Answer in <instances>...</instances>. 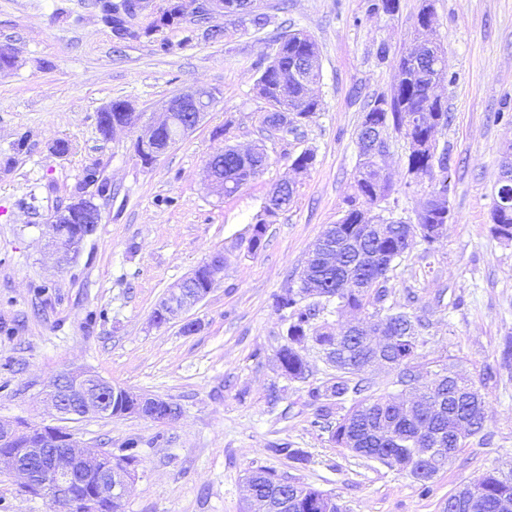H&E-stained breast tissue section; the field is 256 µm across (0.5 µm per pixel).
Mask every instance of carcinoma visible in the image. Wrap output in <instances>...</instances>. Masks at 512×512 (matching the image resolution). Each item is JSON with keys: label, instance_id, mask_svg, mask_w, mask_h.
<instances>
[{"label": "carcinoma", "instance_id": "cac0c4a2", "mask_svg": "<svg viewBox=\"0 0 512 512\" xmlns=\"http://www.w3.org/2000/svg\"><path fill=\"white\" fill-rule=\"evenodd\" d=\"M224 16L244 22L236 17L242 12V0H224ZM248 24L262 29L269 23L268 16L254 14ZM423 49L428 59L422 70L414 69L411 55L406 54L396 62V83L390 95H380L368 104L366 113L379 133L393 129L403 134L407 145V171L421 172L428 182L436 181V171L448 170V148L437 150L435 138L422 128L420 114L429 102L428 91L442 81L448 71V60L441 50L426 44ZM319 59L315 41L301 32H287L278 41L276 52L256 79L259 98L267 104L263 121H270L293 130L312 117L318 102L305 98L304 84L294 80L293 65L296 60ZM214 174L224 181V196L237 193L258 176L268 163L265 149L255 146L245 158L235 157L234 147L226 145L210 156ZM355 194L347 197V210L339 222L327 228L314 244L311 254L319 256L327 245L334 246L336 262L327 265L316 261L305 266L301 288L288 290V295L275 299V308L288 309L287 343L279 351L282 376L291 382H304L311 376L307 360L302 355L305 343L313 342L325 360L336 370L330 380L308 390L309 404L315 407L314 423L329 432L330 441L340 448L355 447L353 453L395 469L404 470L415 453L426 456L431 448L418 445L420 430L441 433L446 438L458 437L453 445L456 452L466 446V440L477 434L471 431L457 436V421L467 413L464 395L468 381L449 367L423 374L415 369L416 343L421 340L429 323L419 316L386 307L389 294L388 272L395 263L410 251L417 240L427 244L438 241L444 234L450 218L418 210V223L407 224L400 219L374 215V208L388 210L385 206L390 195V182L374 162L364 153L354 176ZM493 231L499 237L512 241V210L494 215ZM266 222L261 219L250 228L247 249L256 252L263 247ZM335 312L361 313L372 306L386 310L382 319L388 331L402 337L387 359L400 358L407 368L396 373L394 384L401 387L394 395L375 393L376 382L366 375L368 361L375 354L369 342L346 335L339 329L331 330L321 321V313L329 305ZM424 381L423 391L430 397H444L446 407L438 416L422 415L411 418L406 409L412 393L408 385L416 378ZM351 400V405L341 415L336 407ZM269 451L295 463L304 461L297 448L287 442L275 443ZM248 480L258 483L260 491L273 499L279 494L280 477L275 472L257 468ZM472 485L482 501V512H497L501 499H512V470L493 469L484 473ZM293 491L302 498L301 512H321V491L299 481Z\"/></svg>", "mask_w": 512, "mask_h": 512}]
</instances>
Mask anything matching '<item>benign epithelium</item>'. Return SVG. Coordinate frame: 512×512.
<instances>
[{
	"label": "benign epithelium",
	"mask_w": 512,
	"mask_h": 512,
	"mask_svg": "<svg viewBox=\"0 0 512 512\" xmlns=\"http://www.w3.org/2000/svg\"><path fill=\"white\" fill-rule=\"evenodd\" d=\"M148 0H118L120 11L136 19L147 8ZM184 14L195 11L204 14L224 12V0H183ZM215 99L211 90L196 88L172 96L155 113L151 121L136 138V145L143 151V163L153 164L157 158L173 145V141L182 139L193 131L202 121ZM128 120L118 124H107L105 118L112 107L101 112L100 128L106 135L118 130L137 127L138 122L131 106H125ZM177 125V135L163 145L158 140L159 129ZM101 220L98 207L93 203L87 191H77L72 201L57 210L49 219L52 229L51 247L59 261L69 262L80 250L82 241L73 237L66 242L62 238L65 224H97ZM205 298L203 294L189 293L184 283H178L165 298L161 310L164 320L170 321L195 306ZM351 330H365L368 337L382 347L395 344L396 338L386 335V329L374 327L361 316L354 317L348 325ZM66 389L62 392L50 390L45 393L46 402L62 419L72 416H112V408L107 394L115 387L112 382L98 374L85 370H67L63 372ZM415 398L411 404V413H435L440 406L432 399L421 396L422 386H411ZM168 400L149 394H133L131 412L134 415L158 423H167L164 416ZM28 430V423L19 420L0 419V470L19 474L22 492L43 495L50 499L57 512H101L102 504L122 502L135 481L137 468L125 464H115L112 453L107 450L89 452L81 448L74 436L66 432L60 440L49 445L56 448L53 455L46 457L40 448H19V439ZM244 501L248 512H266L268 500L256 495L250 485H245Z\"/></svg>",
	"instance_id": "1"
}]
</instances>
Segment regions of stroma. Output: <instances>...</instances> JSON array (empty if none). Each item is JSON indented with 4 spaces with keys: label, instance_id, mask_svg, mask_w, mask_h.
<instances>
[{
    "label": "stroma",
    "instance_id": "obj_1",
    "mask_svg": "<svg viewBox=\"0 0 512 512\" xmlns=\"http://www.w3.org/2000/svg\"><path fill=\"white\" fill-rule=\"evenodd\" d=\"M423 2L396 0L393 14L373 15L370 0H258L270 18L260 31L216 14L118 44L98 0H0V51L14 58L0 72V418L57 425L83 447L116 455L137 440L138 477L124 512H241L245 478L258 467L331 494L342 512H446L463 484L512 469V241L493 234L491 219L512 145V0H431L427 33L417 26ZM286 24L314 38L321 68L318 110L294 133L263 125L266 104L254 90ZM214 26L225 27L224 39H211ZM423 37L448 59L439 92L451 120L436 138L450 156L452 219L432 248L417 244L398 261L388 301L431 322L417 352L422 370L452 367L487 399L482 432L426 493L314 426L308 389L335 370L309 342V383L283 378L288 320L273 306L342 216L367 103L391 93L396 60ZM197 87L215 91V102L151 166L135 153L137 130L99 131L112 102L129 103L145 124L171 96ZM59 141L65 154L53 150ZM226 144L263 145L268 164L222 198L207 186L206 162ZM307 149L313 166L293 172ZM90 167L106 186L94 196L101 222L62 266L46 247L47 219ZM385 173L396 216L414 221L425 189L411 184L395 132ZM286 179L292 205L268 217L266 245L249 252V225ZM218 251L224 273L206 298L184 318L153 324L172 287ZM188 320L197 331H184ZM70 368L176 402L182 413L165 424L135 415L59 419L41 397L48 378ZM276 442L302 450L305 462L272 456ZM19 483L0 471V512H52L48 498L22 494Z\"/></svg>",
    "mask_w": 512,
    "mask_h": 512
}]
</instances>
